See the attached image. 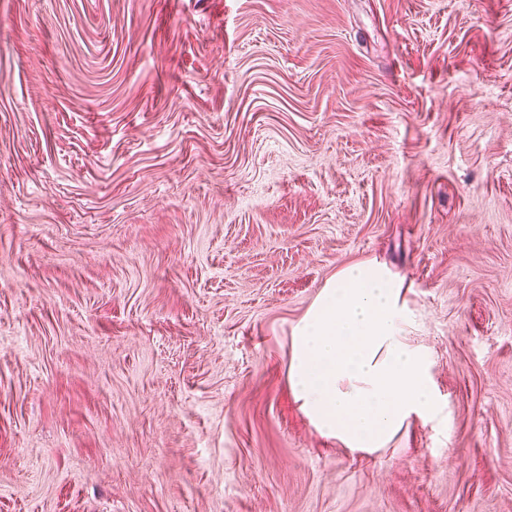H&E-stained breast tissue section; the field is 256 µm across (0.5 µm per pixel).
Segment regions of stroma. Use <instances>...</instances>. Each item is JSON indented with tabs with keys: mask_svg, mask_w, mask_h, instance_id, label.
<instances>
[{
	"mask_svg": "<svg viewBox=\"0 0 512 512\" xmlns=\"http://www.w3.org/2000/svg\"><path fill=\"white\" fill-rule=\"evenodd\" d=\"M361 261L370 454L288 380ZM0 512H512V0H0Z\"/></svg>",
	"mask_w": 512,
	"mask_h": 512,
	"instance_id": "35a3bbf8",
	"label": "stroma"
}]
</instances>
